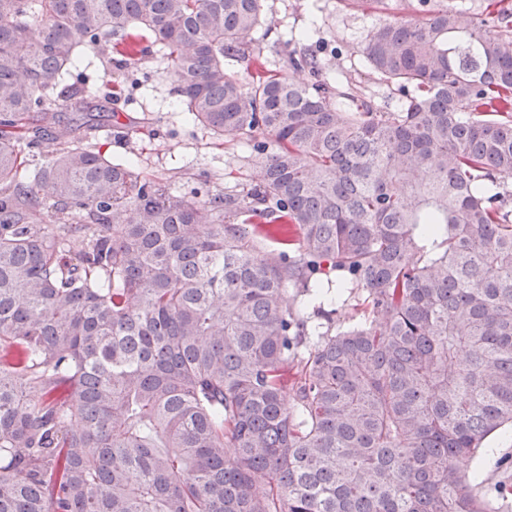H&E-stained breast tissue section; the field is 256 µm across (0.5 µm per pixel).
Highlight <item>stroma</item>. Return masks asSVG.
<instances>
[{
	"label": "stroma",
	"mask_w": 512,
	"mask_h": 512,
	"mask_svg": "<svg viewBox=\"0 0 512 512\" xmlns=\"http://www.w3.org/2000/svg\"><path fill=\"white\" fill-rule=\"evenodd\" d=\"M262 23L247 52L226 57V70L242 83L252 80V60L273 74L293 76L289 51L306 45L328 76L351 86L384 109L395 108L403 92L378 81L361 48L375 26L400 10L420 12L417 0L387 11L356 9L347 0H261ZM110 48H84L73 78L96 98L111 97L113 117L102 120L96 145L116 159H132L143 174L170 181L185 194H205L212 184L241 189L257 156L235 142L222 143L185 112L172 66L163 51L144 39L137 63L118 65Z\"/></svg>",
	"instance_id": "stroma-1"
}]
</instances>
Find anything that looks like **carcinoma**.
Wrapping results in <instances>:
<instances>
[{
    "label": "carcinoma",
    "instance_id": "obj_1",
    "mask_svg": "<svg viewBox=\"0 0 512 512\" xmlns=\"http://www.w3.org/2000/svg\"><path fill=\"white\" fill-rule=\"evenodd\" d=\"M419 3L362 46L407 91L381 110L305 49L300 81L228 74L260 0H0V512L512 500L469 472L512 428V0ZM146 34L184 111L261 156L246 188L190 197L87 140L80 48L128 65Z\"/></svg>",
    "mask_w": 512,
    "mask_h": 512
}]
</instances>
